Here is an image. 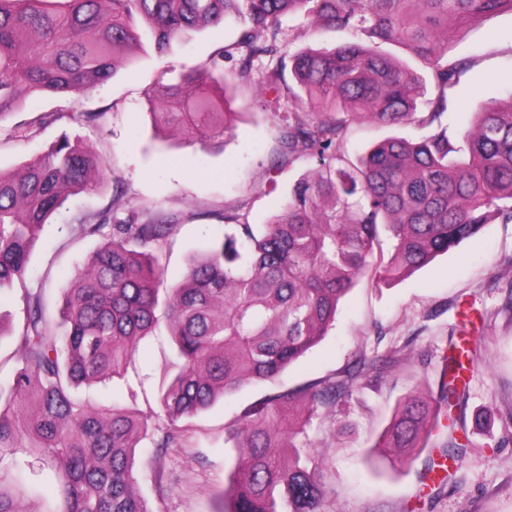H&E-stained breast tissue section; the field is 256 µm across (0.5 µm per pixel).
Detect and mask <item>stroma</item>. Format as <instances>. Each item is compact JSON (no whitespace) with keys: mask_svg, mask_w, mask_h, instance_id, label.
Segmentation results:
<instances>
[{"mask_svg":"<svg viewBox=\"0 0 512 512\" xmlns=\"http://www.w3.org/2000/svg\"><path fill=\"white\" fill-rule=\"evenodd\" d=\"M233 39L230 30L208 28L187 45L173 46L164 57L152 49L138 53L130 66L108 83L87 93L59 99L44 96L36 105L45 112H105L96 127L60 122L28 140L11 138L13 124L28 120L22 111L0 123V169H19L60 134L84 141L103 161L94 191L71 196L66 210L45 225L28 260L24 286L60 291L101 239L87 236L80 215L115 208L130 224L149 217L177 218L178 233L163 251L168 279L184 273L192 256L224 234V213L238 209L249 223H264L272 203L308 169V162L273 173L270 155L279 146L271 116L255 105L254 90L242 89L245 108L235 129L224 136L223 151L198 138L178 135L182 117H169L159 128L146 92L159 69L171 75L206 62ZM448 61H469L471 68L448 92L441 117L458 148L479 107L488 99L512 101V12L503 10L468 25L452 28ZM425 110L401 126L384 127L356 118L346 147L359 155L391 136L418 138ZM120 177L126 193L112 202V179ZM472 304L478 318L473 346L477 360L467 374V402L454 409L464 420L470 444L455 466L454 483L444 492L417 502L425 455L403 466L399 453L378 447L398 401L419 379L437 388L443 350L455 333L459 311ZM361 356L393 357L391 367L377 370L365 385L335 411L319 410L309 430L311 453L327 471L324 512H512V222L486 225L476 236L403 280L385 284L360 280L342 301L323 340L281 376L295 388L338 376ZM173 360L166 328L142 339L124 377L91 391L93 399L119 403L140 413L156 406V391ZM270 384L248 385L195 418L190 446L152 454L144 443L137 455V491L153 512H224L222 491L233 452L224 443L228 426L247 404L268 393ZM23 482L30 496L22 512L38 503H60L55 474L40 464L27 467Z\"/></svg>","mask_w":512,"mask_h":512,"instance_id":"stroma-1","label":"stroma"}]
</instances>
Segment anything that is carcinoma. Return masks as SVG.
Wrapping results in <instances>:
<instances>
[{
  "instance_id": "cac0c4a2",
  "label": "carcinoma",
  "mask_w": 512,
  "mask_h": 512,
  "mask_svg": "<svg viewBox=\"0 0 512 512\" xmlns=\"http://www.w3.org/2000/svg\"><path fill=\"white\" fill-rule=\"evenodd\" d=\"M503 8L512 11V0H0V121L31 98L107 82L145 35L161 58L187 33L232 21L235 39L224 50L175 83L159 71L148 101L182 106L188 134L222 138L237 115L223 66L234 58L239 81L288 102L270 169L314 164L266 223L225 215L224 238L174 282L160 262L178 231L174 221L122 224L109 210L82 216L84 234L102 243L62 289L58 315L43 290L22 296V366L0 385V512H17L22 457L55 471L58 512H153L134 492L135 454L148 432L159 433L157 455L184 446L200 413L245 385L276 382L316 346L359 280L399 279L484 225L512 222V100L506 111L490 101L476 113L463 160L440 123L421 139L392 136L356 158L345 149L348 117L369 114L397 126L415 114L425 90L416 69L362 40L404 45L423 61L435 87L427 102L434 122L468 70L465 62H444L448 21ZM290 16L349 41L293 52L300 33ZM261 57L268 64L257 69ZM104 117L42 112L12 133L26 138L61 120L98 126ZM101 166L96 153L64 134L21 172L0 171V297L25 276L44 225L70 196L95 189ZM162 317L177 362L158 390L154 426L84 397L127 371ZM470 326V311H461V342L442 358L436 407L422 392L405 396L381 436L384 447L427 453L433 491L452 481L469 444L448 410L461 405L464 372L475 361ZM375 368L362 358L341 378L280 386L243 408L224 437L234 452L224 512H323L324 469L296 441L291 407L331 410Z\"/></svg>"
}]
</instances>
